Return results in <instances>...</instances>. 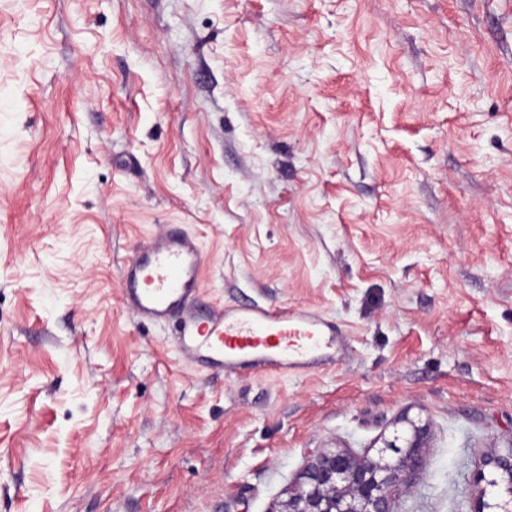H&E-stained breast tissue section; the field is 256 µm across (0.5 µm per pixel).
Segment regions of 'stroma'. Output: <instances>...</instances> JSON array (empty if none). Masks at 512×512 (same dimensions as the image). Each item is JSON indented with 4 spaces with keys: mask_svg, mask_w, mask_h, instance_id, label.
Here are the masks:
<instances>
[{
    "mask_svg": "<svg viewBox=\"0 0 512 512\" xmlns=\"http://www.w3.org/2000/svg\"><path fill=\"white\" fill-rule=\"evenodd\" d=\"M203 304L344 357L198 371L123 305L165 225ZM428 419L400 512L512 445V0H0V512H270Z\"/></svg>",
    "mask_w": 512,
    "mask_h": 512,
    "instance_id": "35a3bbf8",
    "label": "stroma"
}]
</instances>
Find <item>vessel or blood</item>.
<instances>
[{
  "instance_id": "obj_1",
  "label": "vessel or blood",
  "mask_w": 512,
  "mask_h": 512,
  "mask_svg": "<svg viewBox=\"0 0 512 512\" xmlns=\"http://www.w3.org/2000/svg\"><path fill=\"white\" fill-rule=\"evenodd\" d=\"M206 263L199 239L175 229L153 236L123 272L124 306L145 324L175 321L174 348L191 367L227 375L310 373L342 350L335 322L309 309L219 304L200 315Z\"/></svg>"
}]
</instances>
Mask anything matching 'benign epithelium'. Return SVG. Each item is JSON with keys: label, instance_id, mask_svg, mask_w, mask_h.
Instances as JSON below:
<instances>
[{"label": "benign epithelium", "instance_id": "1", "mask_svg": "<svg viewBox=\"0 0 512 512\" xmlns=\"http://www.w3.org/2000/svg\"><path fill=\"white\" fill-rule=\"evenodd\" d=\"M405 429H396L381 441L374 454L349 451L322 453L303 470L288 500L274 512H397L404 490L425 465L429 425L403 417ZM481 465L499 471L507 480L508 501L485 500L487 488L498 481L480 473L474 512H512V445L484 455Z\"/></svg>", "mask_w": 512, "mask_h": 512}]
</instances>
